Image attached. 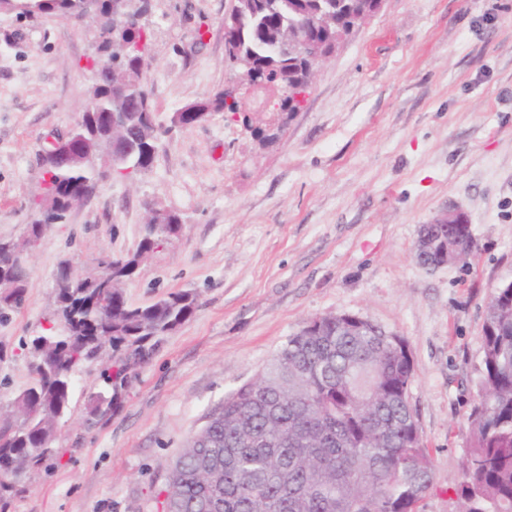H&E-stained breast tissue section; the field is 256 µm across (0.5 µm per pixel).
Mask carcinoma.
<instances>
[{"instance_id": "carcinoma-1", "label": "carcinoma", "mask_w": 512, "mask_h": 512, "mask_svg": "<svg viewBox=\"0 0 512 512\" xmlns=\"http://www.w3.org/2000/svg\"><path fill=\"white\" fill-rule=\"evenodd\" d=\"M79 0H11L21 15L73 14ZM338 0H242V19L231 38L253 69L277 76L286 100L297 92L303 67L285 41L303 24L324 41L346 20ZM144 31L109 30L107 41L127 43L117 60L107 53L92 60L94 101L79 127L101 122L112 106L117 76L140 69L135 48ZM253 136L266 132L261 117L243 111L242 101L219 91L208 98ZM134 120L114 134L133 149L125 168L137 174L153 163L160 131L149 89L131 92ZM44 195L34 224H63L78 188L98 180L91 164H63L50 156L43 165ZM179 217L149 224L138 250L108 265L112 303L97 308L100 288L93 275L69 283L55 277L50 327L29 342L31 382L0 406V512H9L25 492L30 475L52 460L56 426L67 411L74 377L85 367L105 366L109 391L91 398L88 419L104 418L118 405L130 373L149 362L158 337L190 319L197 294L171 292L147 306H133L122 283L161 244L177 236ZM3 277L15 287L0 291V320L21 308L28 293V267L11 266ZM343 318L325 315L288 337L257 380L230 394L191 436L172 465L161 512H422L432 484L423 441L413 436L417 415L408 405L414 378L404 339L372 321L349 332ZM472 445L456 481L462 512H512V288H496L482 326V388L469 414Z\"/></svg>"}]
</instances>
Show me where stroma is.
Wrapping results in <instances>:
<instances>
[{
  "label": "stroma",
  "mask_w": 512,
  "mask_h": 512,
  "mask_svg": "<svg viewBox=\"0 0 512 512\" xmlns=\"http://www.w3.org/2000/svg\"><path fill=\"white\" fill-rule=\"evenodd\" d=\"M144 80L168 125L224 89L230 0H153ZM98 31L56 14L0 12V239L18 237L42 192L46 139L67 131L93 86ZM182 231L123 283L129 304L199 296L162 336L111 417L91 365L12 512H157L166 476L208 413L311 318L351 313L401 336L409 400L432 468L424 512H459L452 489L470 445L481 326L512 280V0H384L316 71L278 141L263 147L217 113L164 136L148 171L112 176L33 250L24 306L0 322V403L30 380L26 347L53 309L62 261L94 271L133 254L149 208ZM455 209L476 240L467 263L414 256L421 225Z\"/></svg>",
  "instance_id": "1"
}]
</instances>
